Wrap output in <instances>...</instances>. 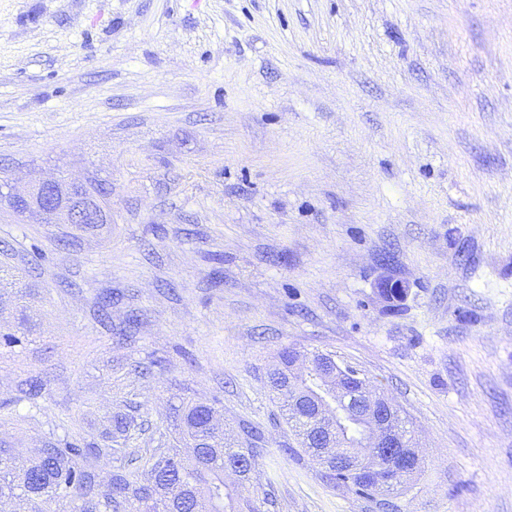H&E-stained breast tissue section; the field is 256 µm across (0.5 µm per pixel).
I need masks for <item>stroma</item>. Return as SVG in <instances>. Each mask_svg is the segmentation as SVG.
Here are the masks:
<instances>
[{"instance_id":"35a3bbf8","label":"stroma","mask_w":512,"mask_h":512,"mask_svg":"<svg viewBox=\"0 0 512 512\" xmlns=\"http://www.w3.org/2000/svg\"><path fill=\"white\" fill-rule=\"evenodd\" d=\"M1 172H92L112 208L0 209L30 287L0 289V327L33 324L0 343L15 453L122 411L95 468L142 473L191 398L262 431L252 481L224 478L258 512H512V0H0ZM289 345L400 407L401 494L322 477L267 383Z\"/></svg>"}]
</instances>
